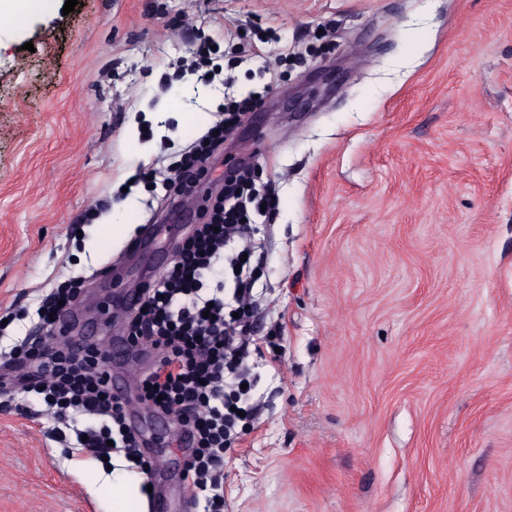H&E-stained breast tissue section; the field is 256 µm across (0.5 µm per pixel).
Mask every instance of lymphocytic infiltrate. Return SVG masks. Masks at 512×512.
Returning a JSON list of instances; mask_svg holds the SVG:
<instances>
[{
	"mask_svg": "<svg viewBox=\"0 0 512 512\" xmlns=\"http://www.w3.org/2000/svg\"><path fill=\"white\" fill-rule=\"evenodd\" d=\"M250 99L228 98L222 115L204 141L185 152L163 178L164 198L176 203L192 193L206 175V163L223 146L241 113L252 110ZM275 197L258 188L252 171L243 167L224 180V187L192 233L174 241V259L156 279L141 288L139 307L126 327L132 346L149 345L155 363L140 376L141 401L160 413L184 414V434L191 440L183 482L203 512H224V448L240 421L243 383L249 360L260 350L249 261L257 250L248 237L250 224ZM233 272L232 304L223 289H209L216 270ZM24 393L42 395L60 419L78 427L82 416L102 418L98 430L79 440V447L98 457L112 452L146 466L141 443L125 426L126 402L112 390L111 362L87 351L84 360L59 348L44 353L35 371L18 370L11 381Z\"/></svg>",
	"mask_w": 512,
	"mask_h": 512,
	"instance_id": "1",
	"label": "lymphocytic infiltrate"
}]
</instances>
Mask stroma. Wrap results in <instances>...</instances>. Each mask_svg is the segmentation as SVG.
I'll return each mask as SVG.
<instances>
[{
	"instance_id": "obj_1",
	"label": "stroma",
	"mask_w": 512,
	"mask_h": 512,
	"mask_svg": "<svg viewBox=\"0 0 512 512\" xmlns=\"http://www.w3.org/2000/svg\"><path fill=\"white\" fill-rule=\"evenodd\" d=\"M64 4L0 37V348L45 335L39 302L72 277V340L122 338L115 286L159 276L244 163L275 189L250 235L282 361L249 360L224 512H512V0ZM203 42L232 87L177 67ZM228 93L260 106L167 221L139 173ZM127 425L154 460L132 512H200L180 424L139 402ZM75 441L42 397L0 395V512H113L111 463Z\"/></svg>"
}]
</instances>
